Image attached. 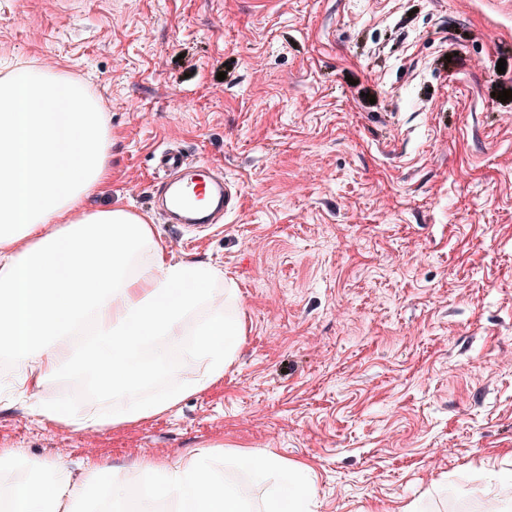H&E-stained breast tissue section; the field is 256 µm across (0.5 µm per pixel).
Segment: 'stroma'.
<instances>
[{
	"instance_id": "stroma-1",
	"label": "stroma",
	"mask_w": 512,
	"mask_h": 512,
	"mask_svg": "<svg viewBox=\"0 0 512 512\" xmlns=\"http://www.w3.org/2000/svg\"><path fill=\"white\" fill-rule=\"evenodd\" d=\"M506 60L505 72L496 69ZM83 83L112 130V200L150 214L166 149L241 189L214 229L152 216L173 261L221 275L245 322L220 383L170 412L75 433L0 410V500L29 462L202 455L265 512L272 455L314 470L311 512H482L512 470V0H0V77ZM210 312L137 394L184 388ZM51 400L121 413L122 392Z\"/></svg>"
}]
</instances>
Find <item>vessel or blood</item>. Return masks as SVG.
I'll return each instance as SVG.
<instances>
[{
  "label": "vessel or blood",
  "mask_w": 512,
  "mask_h": 512,
  "mask_svg": "<svg viewBox=\"0 0 512 512\" xmlns=\"http://www.w3.org/2000/svg\"><path fill=\"white\" fill-rule=\"evenodd\" d=\"M159 170L168 186V198L159 213L168 223L199 227L216 224L234 206L237 194L233 184L215 180L207 166L188 173L180 150L164 151Z\"/></svg>",
  "instance_id": "b4317fda"
}]
</instances>
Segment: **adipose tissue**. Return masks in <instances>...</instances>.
Returning a JSON list of instances; mask_svg holds the SVG:
<instances>
[{"mask_svg": "<svg viewBox=\"0 0 512 512\" xmlns=\"http://www.w3.org/2000/svg\"><path fill=\"white\" fill-rule=\"evenodd\" d=\"M112 132L79 82L33 66L0 78V350L15 367L14 400L40 401V415L75 432L135 423L173 409L183 392L132 400L121 417L81 416L46 401L49 382L70 374L97 394L129 390L152 372L144 361L156 337L179 334L184 314L207 293L215 268L173 261L147 215L112 203L88 211L84 199L106 195ZM148 261L134 269L140 253ZM80 343L70 336L84 324ZM238 315L215 310L197 330L194 351L208 370L191 384H216L244 340ZM251 469L283 470L287 480L269 512H308L311 469L246 454ZM137 468L176 498L179 512H246L234 485L214 478L198 457L141 459ZM118 470L103 458L72 476L35 462L11 498L12 512H82L101 485L120 491Z\"/></svg>", "mask_w": 512, "mask_h": 512, "instance_id": "adipose-tissue-1", "label": "adipose tissue"}]
</instances>
